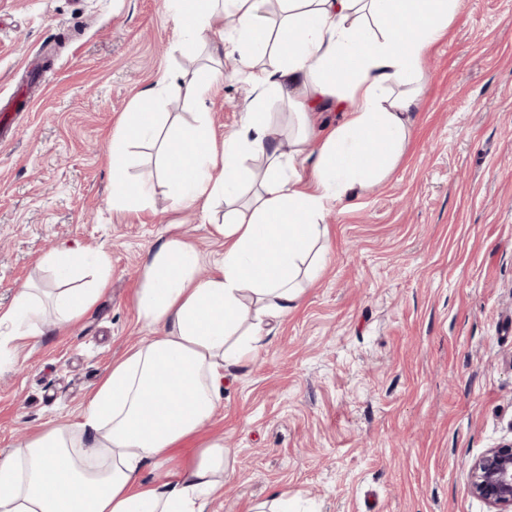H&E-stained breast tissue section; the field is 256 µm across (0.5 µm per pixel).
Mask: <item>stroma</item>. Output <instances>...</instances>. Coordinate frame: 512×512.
Returning <instances> with one entry per match:
<instances>
[{"instance_id":"1","label":"stroma","mask_w":512,"mask_h":512,"mask_svg":"<svg viewBox=\"0 0 512 512\" xmlns=\"http://www.w3.org/2000/svg\"><path fill=\"white\" fill-rule=\"evenodd\" d=\"M202 65L218 74L206 109L175 82L150 108L167 130L204 119L220 142L242 122L245 76L182 56L167 0H0V97L30 100L0 138V313L22 286L55 291L52 250L102 249L112 266L78 321L0 342L1 451L73 422L115 359L161 335L136 296L167 238L193 243L207 273L223 253L224 202L176 207L151 143L126 167L153 184L148 206H112L113 129L163 73ZM425 71L399 166L331 210L320 278L188 443L224 439L207 512L273 493L312 512H488L466 470L512 440V0H459Z\"/></svg>"}]
</instances>
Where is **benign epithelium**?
<instances>
[{
    "instance_id": "1",
    "label": "benign epithelium",
    "mask_w": 512,
    "mask_h": 512,
    "mask_svg": "<svg viewBox=\"0 0 512 512\" xmlns=\"http://www.w3.org/2000/svg\"><path fill=\"white\" fill-rule=\"evenodd\" d=\"M470 493L489 506V512H512V441L484 450L467 468Z\"/></svg>"
}]
</instances>
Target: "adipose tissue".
Segmentation results:
<instances>
[{"mask_svg": "<svg viewBox=\"0 0 512 512\" xmlns=\"http://www.w3.org/2000/svg\"><path fill=\"white\" fill-rule=\"evenodd\" d=\"M458 0H170L184 56L201 47L239 57L247 68L240 128L215 146L206 124L162 134L145 102L113 132L112 204L146 206L152 187L124 176L134 142L157 145L175 204L224 199L214 231L224 254L208 276L179 235L153 252L136 308L163 333L115 360L77 421L47 428L0 452V512H206L224 487L223 438H210L173 479L149 485L147 464L170 461L196 437L222 398L225 373L251 363L271 327L298 307L329 248L323 218L336 203L386 179L411 136L410 114L426 79L425 59L451 24ZM231 12L234 36L217 17ZM277 55L275 66L262 62ZM292 107L290 151L264 110L269 95ZM337 99L339 119L315 136L318 106ZM317 149H310V142ZM313 159H306V151ZM265 158L261 174L246 158ZM255 184L244 194V184ZM45 262L67 281L89 267L87 286L54 297L58 327L83 316L108 284L110 259L58 249Z\"/></svg>", "mask_w": 512, "mask_h": 512, "instance_id": "ef3b65f1", "label": "adipose tissue"}]
</instances>
